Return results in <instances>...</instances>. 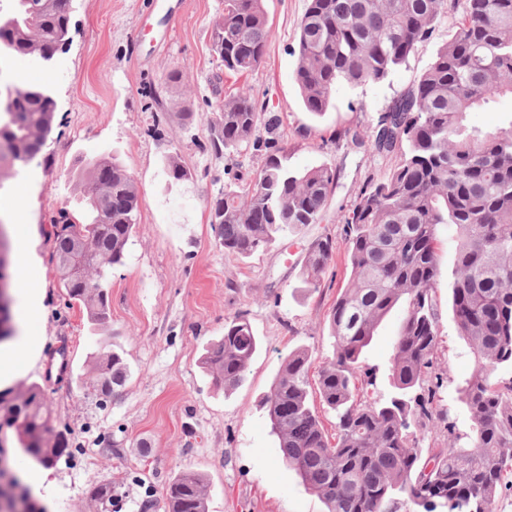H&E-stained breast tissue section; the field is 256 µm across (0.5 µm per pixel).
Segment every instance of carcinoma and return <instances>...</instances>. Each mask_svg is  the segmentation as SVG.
Returning a JSON list of instances; mask_svg holds the SVG:
<instances>
[{"label":"carcinoma","mask_w":512,"mask_h":512,"mask_svg":"<svg viewBox=\"0 0 512 512\" xmlns=\"http://www.w3.org/2000/svg\"><path fill=\"white\" fill-rule=\"evenodd\" d=\"M77 0H0V68L18 57L53 62L68 34ZM446 0H307L299 23L294 81L307 111L321 115L336 87L384 81L428 40ZM272 37L263 0H224L211 32L219 67L229 76L257 70ZM0 96V164H26L51 133L56 101L46 86H13ZM512 95V0H466L453 37L412 86L380 113L367 149L393 156L381 179H368L336 216L348 244L351 283L329 313L332 356L310 383L312 353L304 346L284 358L261 402L279 440L282 461L328 512H497L512 489V121L496 130L467 115L497 95ZM205 149L253 154L261 164L249 182L227 171L224 192L209 202L210 223L224 251L247 257L279 236L319 224L336 187V169L288 168L282 120L250 93L210 106ZM82 202L52 224V263L60 288L83 308L88 323H107L106 288L124 265L137 224L139 189L114 158H86ZM456 237L450 305L459 336L478 362L477 374L455 384L454 399L469 422L455 433L443 408L444 379L435 371L440 316L437 238ZM90 243L98 260L84 278L72 273L77 247ZM335 251L326 233L307 248L301 277L317 286ZM11 245L0 240V280L12 284ZM11 299L0 304V341L13 334ZM395 310L401 321L388 373L389 391L372 397L373 370L362 356ZM259 346L245 316L224 320V336L205 349L204 368L228 390L246 380ZM129 376L122 355L101 345L91 353L85 387L115 393ZM322 408L335 414V433L322 425ZM0 423L17 427L20 450L47 468L71 453L70 432L55 430L40 386L23 394L0 391ZM448 433V447H422L432 431ZM21 498L24 512H47L16 480L3 496ZM94 512H112V485L91 494ZM165 512H208L204 478L177 475L163 493Z\"/></svg>","instance_id":"1"}]
</instances>
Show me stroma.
Segmentation results:
<instances>
[{
    "mask_svg": "<svg viewBox=\"0 0 512 512\" xmlns=\"http://www.w3.org/2000/svg\"><path fill=\"white\" fill-rule=\"evenodd\" d=\"M447 3L432 37L405 65L379 84L337 87L332 106L316 116L305 110L293 79L291 50L306 0H263L273 31L265 61L227 86L264 97L279 112L291 168L328 164L337 182L322 223L248 257L224 252L208 208L224 189L225 166L249 173L259 166L245 154L228 158L204 148L218 70L210 34L224 0H78L68 47L52 65L13 60L12 78L48 86L57 109L33 160L34 176L5 183L7 197L17 202L9 211L11 240L24 245L40 308L29 325L34 354L11 385L40 384L52 426L70 430L76 447L71 458L44 469L19 451L14 435L0 441L8 449L7 468L48 512H88L89 490L107 483L121 512H163V489L181 472L205 478L208 512H326L282 462L260 401L289 351L308 347L318 365L332 352L327 315L350 281L336 216L367 178L384 176L394 164L351 148L341 135L347 129L369 135L379 113L453 36L466 0ZM160 112L165 120L159 124ZM187 112L192 120H184ZM97 155L116 157L140 189L138 223L125 264L107 289L110 318L102 330L93 329L59 288L49 235L58 210L75 205L89 188L88 180L73 177L78 158ZM172 157L189 170V179L169 180ZM327 232L336 238L335 255L312 290L300 268L310 242ZM438 247L435 368L464 379L477 365L450 309L454 241L448 231L440 232ZM237 313L246 315L260 347L245 382L227 391L202 361L207 345L223 336L225 318ZM399 321L392 313L364 355L378 370L381 394L388 391ZM65 341L69 368L57 379L50 366ZM105 344L120 350L131 375L116 396L99 398L81 389L79 379L91 352Z\"/></svg>",
    "mask_w": 512,
    "mask_h": 512,
    "instance_id": "stroma-1",
    "label": "stroma"
}]
</instances>
